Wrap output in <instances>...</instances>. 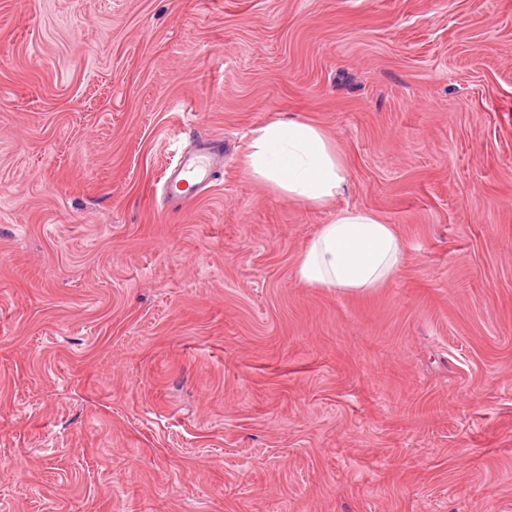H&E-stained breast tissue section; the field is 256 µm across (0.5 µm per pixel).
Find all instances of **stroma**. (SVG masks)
I'll return each mask as SVG.
<instances>
[{"label":"stroma","instance_id":"obj_1","mask_svg":"<svg viewBox=\"0 0 512 512\" xmlns=\"http://www.w3.org/2000/svg\"><path fill=\"white\" fill-rule=\"evenodd\" d=\"M273 119L344 195L249 174ZM346 207L364 293L296 272ZM0 512H512V0H0ZM249 148L252 177L298 203L324 205L347 189L341 158L308 121L271 120L253 131ZM224 141L211 139L197 143L195 148L184 152L177 164L165 175V183L178 187L187 183L198 193H204L209 187L212 177V167L223 164ZM403 253L390 224L371 211L345 208L320 227L299 259L297 275L318 288L364 292L392 279Z\"/></svg>","mask_w":512,"mask_h":512}]
</instances>
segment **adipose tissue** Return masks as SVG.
<instances>
[{
    "mask_svg": "<svg viewBox=\"0 0 512 512\" xmlns=\"http://www.w3.org/2000/svg\"><path fill=\"white\" fill-rule=\"evenodd\" d=\"M247 168L289 199L320 206L342 195L347 171L323 131L304 120L274 119L256 128ZM403 245L373 212L345 208L322 225L302 254L297 275L318 288L364 292L392 279Z\"/></svg>",
    "mask_w": 512,
    "mask_h": 512,
    "instance_id": "adipose-tissue-1",
    "label": "adipose tissue"
}]
</instances>
